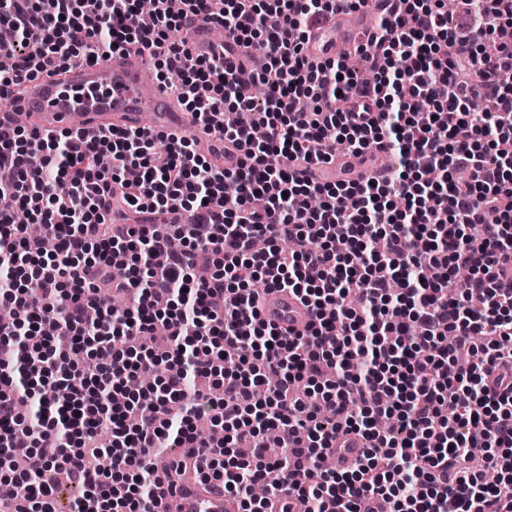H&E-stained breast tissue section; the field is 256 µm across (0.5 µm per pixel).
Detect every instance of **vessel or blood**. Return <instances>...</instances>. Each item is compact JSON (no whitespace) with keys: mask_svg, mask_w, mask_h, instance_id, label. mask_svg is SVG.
Masks as SVG:
<instances>
[{"mask_svg":"<svg viewBox=\"0 0 512 512\" xmlns=\"http://www.w3.org/2000/svg\"><path fill=\"white\" fill-rule=\"evenodd\" d=\"M375 11L373 0H365L358 10L339 11L321 27L312 28L305 42L306 56L315 62L338 57L362 43L370 32L368 19ZM185 28L191 33L196 57L208 58L217 45V22L196 15L186 16ZM148 55L137 48L112 54L59 75H42L24 85L17 111L27 124L45 131L61 128L88 132L109 127H145L155 132L192 135L206 143L209 158L218 166L236 167L240 153L225 150L223 140L213 131L197 124L191 113L161 84L146 75ZM358 160L340 155L330 166L332 180L354 178ZM259 320L282 328H301L311 320L309 309L285 291L267 293L258 309ZM367 446L366 440L353 432L339 434L328 456L336 469H345L357 460ZM229 504L222 484L201 483L197 473H190L175 486L164 487L154 512H227Z\"/></svg>","mask_w":512,"mask_h":512,"instance_id":"1","label":"vessel or blood"}]
</instances>
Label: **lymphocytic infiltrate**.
<instances>
[{"label": "lymphocytic infiltrate", "instance_id": "obj_1", "mask_svg": "<svg viewBox=\"0 0 512 512\" xmlns=\"http://www.w3.org/2000/svg\"><path fill=\"white\" fill-rule=\"evenodd\" d=\"M338 0H0V99L44 72L140 46L202 125L243 144L231 170L191 136L108 128L39 133L0 122V477L7 512H57L64 470L76 512H153V450L200 462L236 512H512V0H381L347 59L315 64L311 25ZM217 18L225 53L193 57L185 14ZM393 156L383 178L302 177L336 156ZM466 171V180L453 179ZM176 206L192 224H112ZM46 229L30 252L16 211ZM286 290L304 331L255 321ZM111 286L125 307L114 312ZM205 415L224 433L203 440ZM393 430L377 433L379 416ZM276 431L286 453L270 456ZM341 431L369 443L325 470ZM53 455H44L43 445ZM271 480L253 499L252 483Z\"/></svg>", "mask_w": 512, "mask_h": 512}]
</instances>
